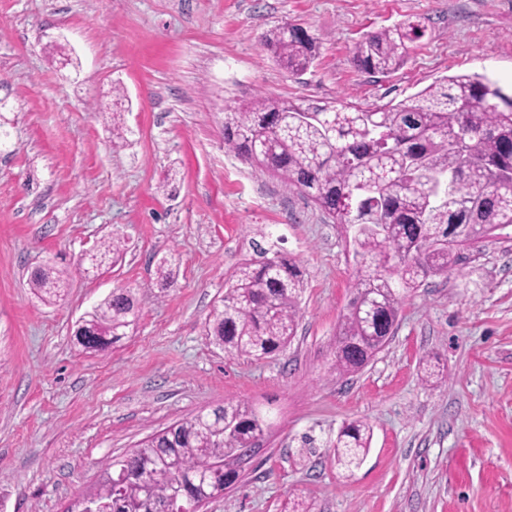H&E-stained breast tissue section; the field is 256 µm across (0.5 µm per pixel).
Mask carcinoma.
I'll list each match as a JSON object with an SVG mask.
<instances>
[{"instance_id":"1","label":"carcinoma","mask_w":512,"mask_h":512,"mask_svg":"<svg viewBox=\"0 0 512 512\" xmlns=\"http://www.w3.org/2000/svg\"><path fill=\"white\" fill-rule=\"evenodd\" d=\"M425 25L407 19L366 36L354 60L369 74L397 70ZM262 45L292 73L315 59L318 38L294 25L267 31ZM224 148L290 189L311 197L351 233L355 292L336 333L341 372L363 369L385 347L402 298L432 276L457 271L465 250L512 224V91L481 74L441 78L407 101L363 110L351 104L302 107L260 95L224 113ZM255 257L231 276L208 335L228 355L261 356L288 345L304 291L301 271L253 244ZM123 251L118 237L94 251L100 264ZM41 301L59 299L63 281L46 263L30 274ZM139 317L135 294L118 288L75 331L87 351H103ZM264 436L255 410L229 403L176 422L106 466L93 492L98 512H153L175 499L200 512L239 479L237 451ZM371 427L354 421L337 434L333 460L345 479L363 464ZM193 483L182 487L183 475Z\"/></svg>"}]
</instances>
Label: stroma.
Instances as JSON below:
<instances>
[{
  "label": "stroma",
  "instance_id": "35a3bbf8",
  "mask_svg": "<svg viewBox=\"0 0 512 512\" xmlns=\"http://www.w3.org/2000/svg\"><path fill=\"white\" fill-rule=\"evenodd\" d=\"M409 18L425 31L399 69L356 65L359 41ZM287 23L319 39L298 74L261 44ZM459 73L512 88V0H0V512H65L113 457L239 402L265 434L206 512L293 498L312 512H512V225L406 297L385 348L342 376L334 343L356 281L344 231L224 150L226 108L261 93L372 110ZM114 237L121 257L85 271L80 257ZM257 243L303 273L296 334L274 355L231 356L205 322ZM46 262L67 278L52 304L28 285ZM116 288L134 290L136 325L83 350L77 321ZM356 420L373 437L345 482L329 455Z\"/></svg>",
  "mask_w": 512,
  "mask_h": 512
}]
</instances>
